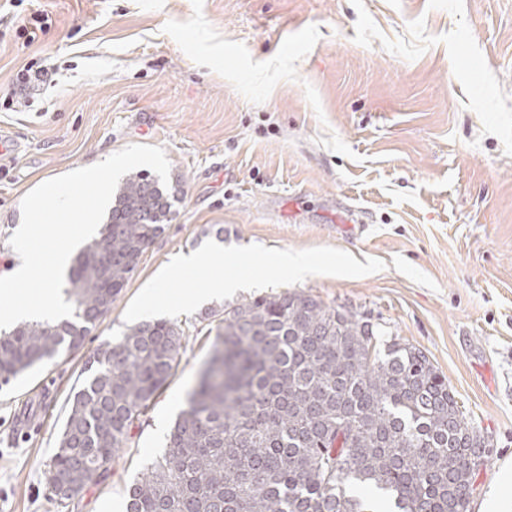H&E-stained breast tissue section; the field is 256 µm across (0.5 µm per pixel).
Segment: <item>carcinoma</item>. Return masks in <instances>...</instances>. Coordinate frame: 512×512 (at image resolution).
<instances>
[{"label":"carcinoma","mask_w":512,"mask_h":512,"mask_svg":"<svg viewBox=\"0 0 512 512\" xmlns=\"http://www.w3.org/2000/svg\"><path fill=\"white\" fill-rule=\"evenodd\" d=\"M177 193L144 169L122 180L68 273L74 315L0 334L1 385L84 346ZM208 332L214 354L127 512H469L475 472L462 459L483 456L485 438L421 349L383 344L357 312L296 292L227 304ZM185 343L181 322L153 319L88 357L44 469L58 508L107 477Z\"/></svg>","instance_id":"carcinoma-1"}]
</instances>
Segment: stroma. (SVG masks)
<instances>
[{"label": "stroma", "mask_w": 512, "mask_h": 512, "mask_svg": "<svg viewBox=\"0 0 512 512\" xmlns=\"http://www.w3.org/2000/svg\"><path fill=\"white\" fill-rule=\"evenodd\" d=\"M37 11L51 23L23 46ZM46 83L5 109L17 73ZM0 277L21 201L131 144L161 147L183 193L83 349L0 386V512H56L43 478L86 358L174 256L332 247L384 261L294 284L423 350L487 441L470 512L512 468V0H0ZM69 512H125L162 454L212 337Z\"/></svg>", "instance_id": "stroma-1"}]
</instances>
